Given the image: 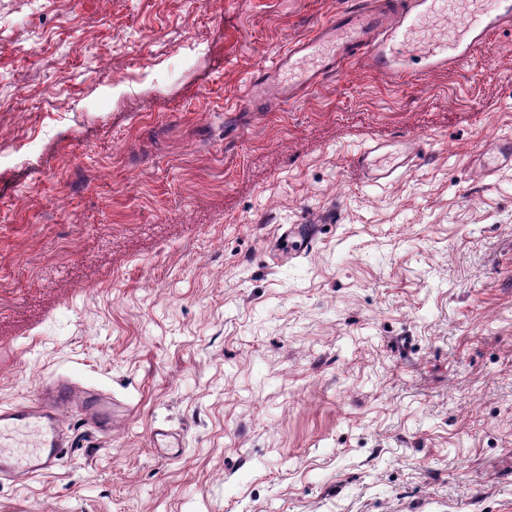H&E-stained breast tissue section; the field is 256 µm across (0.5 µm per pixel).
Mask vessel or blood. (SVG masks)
<instances>
[{"instance_id": "1", "label": "vessel or blood", "mask_w": 512, "mask_h": 512, "mask_svg": "<svg viewBox=\"0 0 512 512\" xmlns=\"http://www.w3.org/2000/svg\"><path fill=\"white\" fill-rule=\"evenodd\" d=\"M500 31H512V0H357L254 75L246 105L264 111L290 103L352 63L398 81L452 69ZM416 153L412 146L395 160L376 141L355 155L353 166L364 183L377 185L408 167ZM317 234V225L294 224L284 239L303 253ZM119 406L110 393L66 375L28 402L0 404V474L49 472L71 445L61 427L64 412L79 411L95 431L107 434Z\"/></svg>"}]
</instances>
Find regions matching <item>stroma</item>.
Listing matches in <instances>:
<instances>
[{"label":"stroma","instance_id":"stroma-1","mask_svg":"<svg viewBox=\"0 0 512 512\" xmlns=\"http://www.w3.org/2000/svg\"><path fill=\"white\" fill-rule=\"evenodd\" d=\"M347 2L0 0V404L68 375L128 406L64 415L0 512H512V165L474 164L512 137V33L243 111ZM387 145L372 142L353 158V167L360 179L369 185H378L391 180L396 173L409 166L410 160L417 153V147L412 143L399 160H392ZM319 227L320 224H291L282 240L286 244L291 241V245H293L290 248L289 257L301 255L308 250L311 251L317 240ZM294 247H297V249L294 250Z\"/></svg>","mask_w":512,"mask_h":512}]
</instances>
